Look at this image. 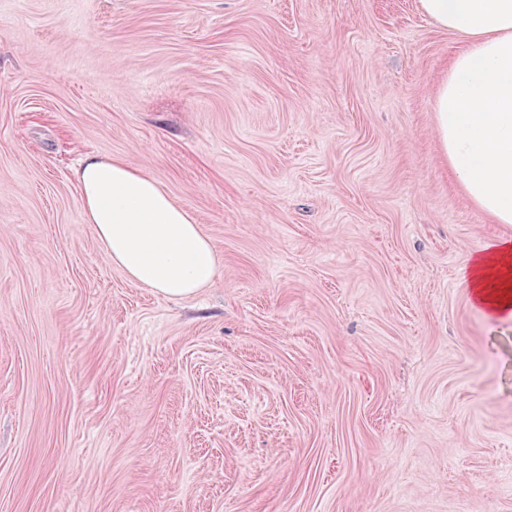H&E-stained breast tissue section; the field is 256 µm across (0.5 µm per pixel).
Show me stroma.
<instances>
[{
    "label": "stroma",
    "mask_w": 512,
    "mask_h": 512,
    "mask_svg": "<svg viewBox=\"0 0 512 512\" xmlns=\"http://www.w3.org/2000/svg\"><path fill=\"white\" fill-rule=\"evenodd\" d=\"M463 48L419 0H0V512H512ZM90 153L197 218L210 286L112 266Z\"/></svg>",
    "instance_id": "1"
}]
</instances>
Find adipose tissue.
Wrapping results in <instances>:
<instances>
[{"instance_id": "ef3b65f1", "label": "adipose tissue", "mask_w": 512, "mask_h": 512, "mask_svg": "<svg viewBox=\"0 0 512 512\" xmlns=\"http://www.w3.org/2000/svg\"><path fill=\"white\" fill-rule=\"evenodd\" d=\"M420 7L466 43L435 102L448 164L480 209L512 224V0H420ZM76 182L85 222L131 282L174 299L212 283L211 240L154 177L121 158L90 154ZM492 248L493 262L474 259L464 277L480 306L512 318V241Z\"/></svg>"}]
</instances>
